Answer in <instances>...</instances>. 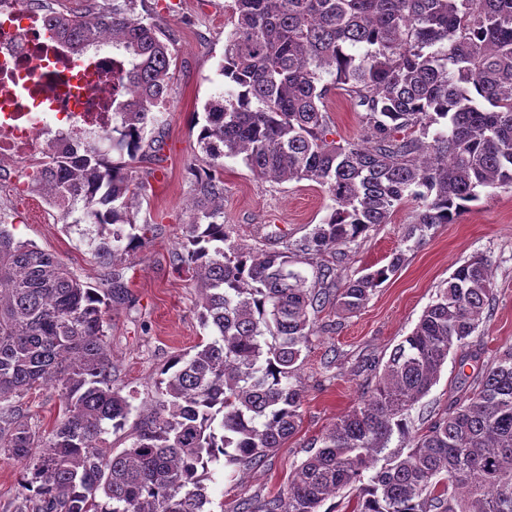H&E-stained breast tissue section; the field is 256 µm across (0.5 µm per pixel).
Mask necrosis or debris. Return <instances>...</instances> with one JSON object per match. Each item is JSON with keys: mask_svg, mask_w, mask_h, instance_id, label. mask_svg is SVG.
I'll list each match as a JSON object with an SVG mask.
<instances>
[{"mask_svg": "<svg viewBox=\"0 0 512 512\" xmlns=\"http://www.w3.org/2000/svg\"><path fill=\"white\" fill-rule=\"evenodd\" d=\"M111 128V54L71 56L18 0H0V158L30 163L45 135Z\"/></svg>", "mask_w": 512, "mask_h": 512, "instance_id": "obj_1", "label": "necrosis or debris"}]
</instances>
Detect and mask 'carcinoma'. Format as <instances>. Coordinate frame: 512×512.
Returning <instances> with one entry per match:
<instances>
[{"label":"carcinoma","mask_w":512,"mask_h":512,"mask_svg":"<svg viewBox=\"0 0 512 512\" xmlns=\"http://www.w3.org/2000/svg\"><path fill=\"white\" fill-rule=\"evenodd\" d=\"M136 3L46 8V28L73 55L112 34V82L127 93L112 96L111 132L51 143L24 182L62 223L93 225L106 264L149 242V225L136 224L146 190L136 164L161 150L145 137L176 73L171 38ZM230 11L178 255L200 288L206 339L162 370L159 400L121 452L106 435L125 429L132 395L112 384L105 330L120 274L82 282L0 221V447L22 465L15 512H212L210 464L256 467L299 427L293 379L316 315L361 310L404 261L395 252L332 294L334 269L319 256L410 202L403 241L418 246L480 193L512 187V0H232ZM335 89L360 113L355 139L334 138ZM226 158L260 178L319 184L329 215L280 249L239 243L224 223ZM492 292L487 257L455 267L286 493L237 512H320L347 488L351 512H512V346L465 374ZM453 351L462 395L413 434L410 410ZM50 382L61 410L43 440L13 400ZM395 435L412 446L390 449Z\"/></svg>","instance_id":"obj_1"}]
</instances>
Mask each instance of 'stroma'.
Returning a JSON list of instances; mask_svg holds the SVG:
<instances>
[{
	"instance_id": "35a3bbf8",
	"label": "stroma",
	"mask_w": 512,
	"mask_h": 512,
	"mask_svg": "<svg viewBox=\"0 0 512 512\" xmlns=\"http://www.w3.org/2000/svg\"><path fill=\"white\" fill-rule=\"evenodd\" d=\"M231 0H138L140 13H152L173 39L177 70L170 106L152 128L162 138L159 159L138 165L149 186L136 221L151 225L146 247L127 253L114 269L125 285L114 300L106 332L112 350L115 386L133 396V406L156 399L155 382L174 355L193 349L206 332L196 303L199 292L188 273L178 270L176 255L189 222L194 195L190 165L200 163L198 136L205 121L204 103L218 89V65L224 55ZM28 172L23 164L0 160V214H8L17 240L55 254L81 281L97 283L107 274L93 249L94 228L65 227L37 195L16 192ZM224 221L234 225L240 243L275 249L280 235L297 239L322 223L331 200L311 181L274 182L258 178L241 161L224 162ZM412 209L400 207L391 223L378 224L356 242L341 246L331 259L337 284L364 269L388 263L404 250L396 274L376 288L355 314L339 317L325 309L316 318L311 348L304 352L297 383L305 392L298 432L259 467L224 475L213 464L211 496L218 512H234L244 499L263 500L285 493L295 468L311 455V445L347 412L374 382L392 348L415 327L439 286L452 270L475 254L493 265V300L486 321L472 341L481 362L512 345V187L481 194L455 223L431 228L424 243L408 250L403 236ZM456 356H449L438 383L411 411L413 428L425 427L431 409L449 405L459 394ZM59 392L53 385L24 397L19 408L28 424L50 433L58 415Z\"/></svg>"
}]
</instances>
